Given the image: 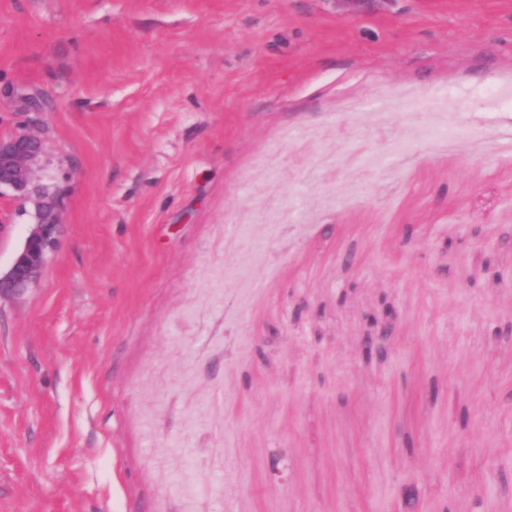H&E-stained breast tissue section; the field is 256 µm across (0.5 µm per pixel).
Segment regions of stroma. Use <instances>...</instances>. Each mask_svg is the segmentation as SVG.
I'll use <instances>...</instances> for the list:
<instances>
[{
    "label": "stroma",
    "instance_id": "1",
    "mask_svg": "<svg viewBox=\"0 0 512 512\" xmlns=\"http://www.w3.org/2000/svg\"><path fill=\"white\" fill-rule=\"evenodd\" d=\"M23 128L0 512H512V0H0ZM44 144L39 134L28 130H20L7 139L0 137V188L12 190L23 204L34 203V222L24 246L9 271L3 276L0 273V301L29 290L57 248L62 191L56 185L35 186L33 181ZM396 322L394 316L387 312L384 317L376 322L374 334H371L364 343V352L366 355H377V351L382 349L383 338L394 336Z\"/></svg>",
    "mask_w": 512,
    "mask_h": 512
}]
</instances>
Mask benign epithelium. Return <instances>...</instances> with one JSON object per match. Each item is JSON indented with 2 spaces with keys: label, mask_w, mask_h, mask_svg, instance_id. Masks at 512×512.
<instances>
[{
  "label": "benign epithelium",
  "mask_w": 512,
  "mask_h": 512,
  "mask_svg": "<svg viewBox=\"0 0 512 512\" xmlns=\"http://www.w3.org/2000/svg\"><path fill=\"white\" fill-rule=\"evenodd\" d=\"M44 154V139L21 130L7 139L0 137V188L6 187L22 203H34L32 228L9 271L0 275V299L24 294L41 275L47 259L56 251L62 191L56 185L36 186L34 168ZM391 313L376 322L374 334L364 343L366 355L382 349L383 338L394 335Z\"/></svg>",
  "instance_id": "1"
}]
</instances>
